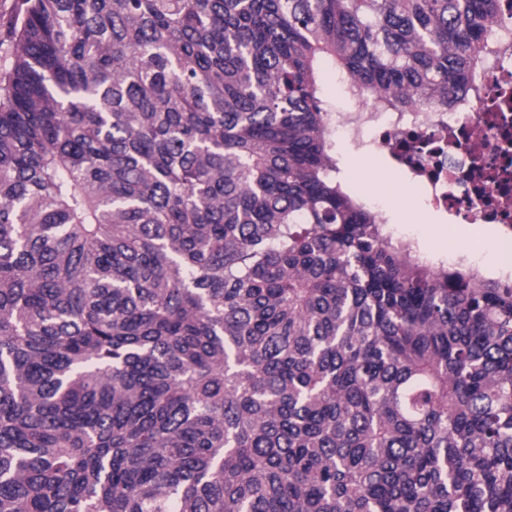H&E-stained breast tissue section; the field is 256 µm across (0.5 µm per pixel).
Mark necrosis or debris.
<instances>
[{
  "label": "necrosis or debris",
  "instance_id": "necrosis-or-debris-1",
  "mask_svg": "<svg viewBox=\"0 0 512 512\" xmlns=\"http://www.w3.org/2000/svg\"><path fill=\"white\" fill-rule=\"evenodd\" d=\"M338 132L388 156L441 218L497 224L512 237V55H494L451 112L337 113Z\"/></svg>",
  "mask_w": 512,
  "mask_h": 512
}]
</instances>
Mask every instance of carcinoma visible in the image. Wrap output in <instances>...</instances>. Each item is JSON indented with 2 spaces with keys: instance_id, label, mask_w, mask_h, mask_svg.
<instances>
[{
  "instance_id": "carcinoma-1",
  "label": "carcinoma",
  "mask_w": 512,
  "mask_h": 512,
  "mask_svg": "<svg viewBox=\"0 0 512 512\" xmlns=\"http://www.w3.org/2000/svg\"><path fill=\"white\" fill-rule=\"evenodd\" d=\"M501 0H18L0 512H512V281L342 183L320 74L446 112Z\"/></svg>"
}]
</instances>
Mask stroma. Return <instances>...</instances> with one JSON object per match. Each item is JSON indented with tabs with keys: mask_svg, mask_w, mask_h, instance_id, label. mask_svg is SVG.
Segmentation results:
<instances>
[{
	"mask_svg": "<svg viewBox=\"0 0 512 512\" xmlns=\"http://www.w3.org/2000/svg\"><path fill=\"white\" fill-rule=\"evenodd\" d=\"M336 155L351 191L382 211L388 220L386 230L393 238L417 243L420 251L432 258L450 243L458 250L482 258L499 246L495 226L460 221L441 223L439 217L421 203L408 176L394 168L385 155L341 138L336 141ZM402 201L408 202L415 211L414 223L402 224L394 220V209Z\"/></svg>",
	"mask_w": 512,
	"mask_h": 512,
	"instance_id": "1",
	"label": "stroma"
}]
</instances>
